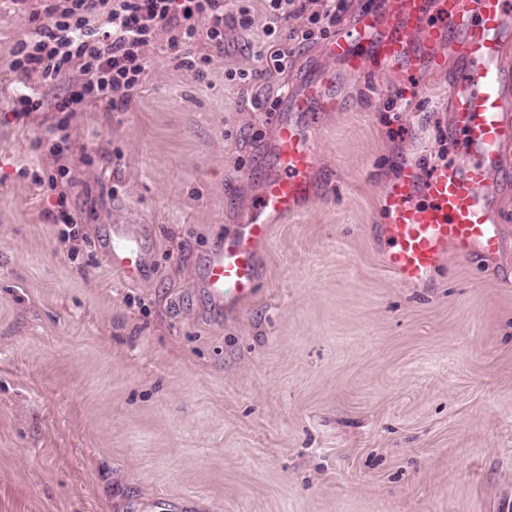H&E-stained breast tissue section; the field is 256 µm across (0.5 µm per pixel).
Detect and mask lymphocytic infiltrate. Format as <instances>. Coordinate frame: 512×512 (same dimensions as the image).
<instances>
[{
    "instance_id": "lymphocytic-infiltrate-1",
    "label": "lymphocytic infiltrate",
    "mask_w": 512,
    "mask_h": 512,
    "mask_svg": "<svg viewBox=\"0 0 512 512\" xmlns=\"http://www.w3.org/2000/svg\"><path fill=\"white\" fill-rule=\"evenodd\" d=\"M269 32L275 40L266 52L268 70H281L288 56L287 40H310L312 25H331L336 18V0H265ZM19 12L36 28L35 38L16 50L12 70L19 79L38 78L48 83L71 67H78L81 79L68 99L56 102L62 117L57 129L68 126L76 108L105 102L112 108L128 110L139 94L149 66L146 49L158 35H165L167 50L204 43L208 54L224 51V23L251 27L250 9L238 6L225 16L224 0H12ZM308 13L310 29L290 32L288 39L277 36L282 19ZM47 192L57 197L55 221L69 224L70 198L76 184L70 177L65 154L59 143L48 147Z\"/></svg>"
}]
</instances>
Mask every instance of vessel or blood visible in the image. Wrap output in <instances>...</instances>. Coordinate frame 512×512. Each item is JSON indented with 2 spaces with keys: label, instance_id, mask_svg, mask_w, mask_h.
I'll return each mask as SVG.
<instances>
[{
  "label": "vessel or blood",
  "instance_id": "obj_1",
  "mask_svg": "<svg viewBox=\"0 0 512 512\" xmlns=\"http://www.w3.org/2000/svg\"><path fill=\"white\" fill-rule=\"evenodd\" d=\"M443 45L462 63L463 77L448 91V110L451 129L463 134L469 152L461 163L426 177L407 169L387 187L383 264L404 282L423 281L448 254L474 260L499 249L501 219L488 183L512 147V99L505 91L512 72L503 65L512 47V0H385L383 12L362 15L351 33L337 35L326 47L328 57L342 60L353 73L363 72L372 57L418 74L445 67ZM333 83L325 75L305 84L301 93L285 97L286 111L305 112L316 101L334 106ZM274 153L276 163L262 178L243 224L208 255L204 278L214 301H223L228 288L241 301L254 296L258 245L270 224L294 213L309 194L316 151L307 127L282 121ZM418 194L419 204L413 201ZM100 248L129 283L142 282L152 265L148 230L140 224L108 226Z\"/></svg>",
  "mask_w": 512,
  "mask_h": 512
}]
</instances>
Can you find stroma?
<instances>
[{"mask_svg": "<svg viewBox=\"0 0 512 512\" xmlns=\"http://www.w3.org/2000/svg\"><path fill=\"white\" fill-rule=\"evenodd\" d=\"M246 5L202 70L205 44L150 46L128 111L91 104L58 131V113L9 111L34 27L0 0V512H512V150L497 255L403 283L381 261L383 194L465 154L442 107L458 61L356 76L317 36L269 74L266 6ZM324 73L336 110L294 115L311 194L259 245L257 295L215 303L206 255L273 163L285 92ZM414 90L415 111L391 106ZM54 139L71 249L38 184ZM131 221L154 238L136 285L98 249Z\"/></svg>", "mask_w": 512, "mask_h": 512, "instance_id": "35a3bbf8", "label": "stroma"}]
</instances>
